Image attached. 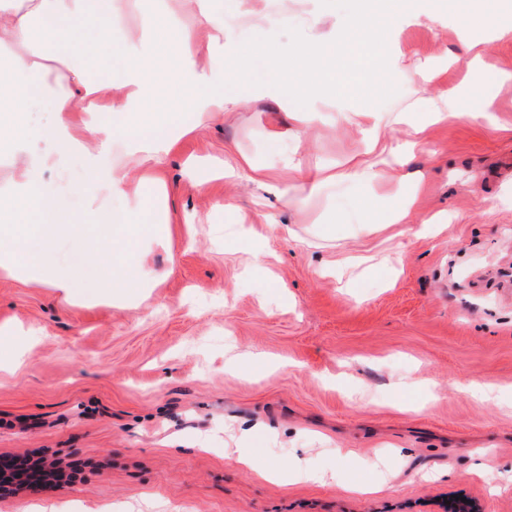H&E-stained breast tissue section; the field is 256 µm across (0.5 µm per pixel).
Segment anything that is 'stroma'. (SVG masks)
I'll use <instances>...</instances> for the list:
<instances>
[{"mask_svg":"<svg viewBox=\"0 0 512 512\" xmlns=\"http://www.w3.org/2000/svg\"><path fill=\"white\" fill-rule=\"evenodd\" d=\"M210 0L226 22L222 41L255 36L289 42L286 23L315 0H260L252 19ZM470 0L438 22L404 26L406 56L395 94L373 110L419 120L439 87L459 89V108L496 94L489 118L425 126L406 165L379 157L378 198L359 208L364 188L323 184L320 209L289 208L243 178L213 193L225 145L274 163L291 139L304 166L340 172L364 150L358 128L337 122L313 98L315 119L290 123L285 102L237 87L241 102L223 120L167 97L182 69L168 27L128 39L116 28L84 50L95 75L117 49L150 60L156 92L146 111L179 135L166 164L167 196L124 187L113 207L169 220L165 244L145 238L135 253L163 278L139 308L74 301L49 283L0 269V325L18 337L0 370V457L43 452L77 469L74 481L0 495V512H448L463 497L478 512H512V86L489 75L512 71V40L487 39L485 69L470 72L461 29ZM436 71L433 84L416 68ZM67 65L53 63L42 96L21 123L0 129V185L18 169L11 151L22 129L55 120L51 95ZM67 180L46 176L49 193L98 221L81 191L82 158ZM409 205L412 224H379L381 210ZM275 216L263 224L260 214ZM436 217L429 232L419 221ZM484 390L481 398L471 389ZM261 463L298 466L343 480L285 486L231 463L238 449ZM488 460L490 470L474 475ZM376 483L359 495L346 482Z\"/></svg>","mask_w":512,"mask_h":512,"instance_id":"1","label":"stroma"}]
</instances>
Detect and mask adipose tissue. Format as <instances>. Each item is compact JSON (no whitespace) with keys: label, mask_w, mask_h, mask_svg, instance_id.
Here are the masks:
<instances>
[{"label":"adipose tissue","mask_w":512,"mask_h":512,"mask_svg":"<svg viewBox=\"0 0 512 512\" xmlns=\"http://www.w3.org/2000/svg\"><path fill=\"white\" fill-rule=\"evenodd\" d=\"M168 17L173 25L175 40L181 58L189 72L188 78L175 80L170 94L183 107L201 105L211 117L223 116L236 95L223 88L211 86L204 68L216 60L214 50L217 33L224 22L213 13L206 0H171ZM128 21L113 9L112 0H101L99 9H92L91 0H0V45L11 54L0 61V102H11L13 107L30 98L40 88L51 61L60 56L53 40L57 34L67 36L71 53L82 52L104 33L115 27L127 26ZM43 35L45 47H37L36 35ZM124 79L105 83L91 79L86 69L69 70L66 87L54 95V124L45 132L26 130L21 136L24 148L17 154L22 158L19 183L35 188L43 183L45 172L54 170L57 162L77 155L85 160L86 191L100 194L104 191L122 192L129 183L141 184L152 180L164 184V159L178 141L163 139L156 150L148 152L143 161L132 167H103L99 153L110 151L111 139L107 133L114 115L126 113L134 103L145 98L151 88L144 79L143 62L123 58ZM341 122L356 125L364 134L368 156L341 172L342 180L364 187H372L378 178L372 155L389 150L399 158H407L416 148L415 142L392 145L382 134L373 112L357 109L339 113ZM99 139L98 152H91L90 139ZM235 174L244 175L257 189L271 191L288 206L305 207L316 199L317 188L327 180L324 169L304 168L299 150H291L274 165H260L246 156H239ZM39 220L23 225L22 230L31 247L22 256L19 270L28 275L47 278L53 287L69 296L86 298L118 297L135 301L149 279L144 265L130 253L102 252L97 262L75 263L68 272L54 273L50 254L65 238L84 241L92 237L116 235L136 240L151 232L154 221L148 217L130 216L120 211H101L96 224H79L65 215L49 195L42 193L35 200Z\"/></svg>","instance_id":"obj_1"}]
</instances>
